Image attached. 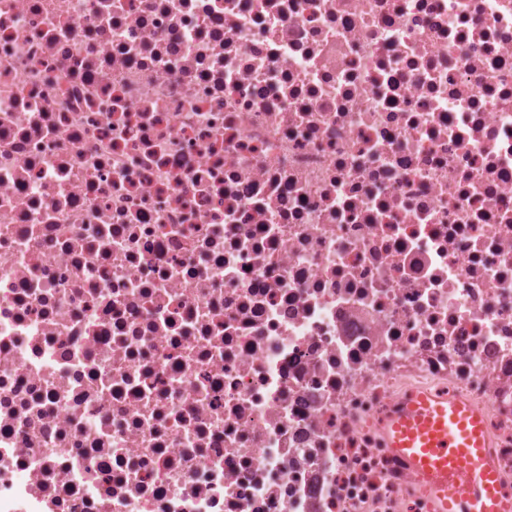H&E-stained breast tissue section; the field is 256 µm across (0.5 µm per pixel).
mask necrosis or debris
Masks as SVG:
<instances>
[{"mask_svg":"<svg viewBox=\"0 0 512 512\" xmlns=\"http://www.w3.org/2000/svg\"><path fill=\"white\" fill-rule=\"evenodd\" d=\"M512 499V0H0V512ZM383 430L433 495L434 512H512L489 461L483 416L467 401L416 392L395 405Z\"/></svg>","mask_w":512,"mask_h":512,"instance_id":"1","label":"necrosis or debris"}]
</instances>
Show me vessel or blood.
<instances>
[{
  "mask_svg": "<svg viewBox=\"0 0 512 512\" xmlns=\"http://www.w3.org/2000/svg\"><path fill=\"white\" fill-rule=\"evenodd\" d=\"M384 435L432 494L434 512H512L489 461L484 419L467 401L414 393L395 405Z\"/></svg>",
  "mask_w": 512,
  "mask_h": 512,
  "instance_id": "vessel-or-blood-1",
  "label": "vessel or blood"
}]
</instances>
